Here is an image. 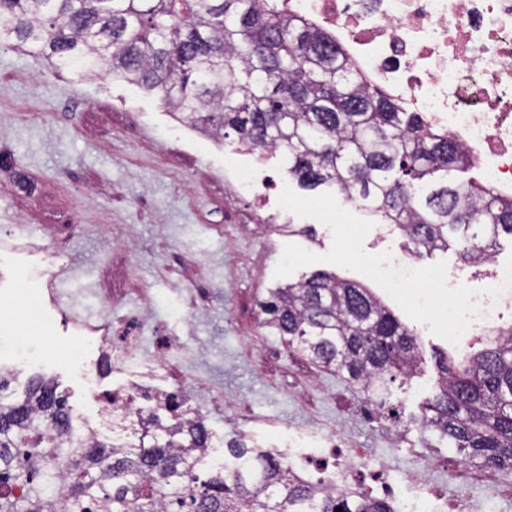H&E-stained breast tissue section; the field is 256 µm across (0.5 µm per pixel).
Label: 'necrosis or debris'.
I'll return each instance as SVG.
<instances>
[{"instance_id": "4bbe7bcc", "label": "necrosis or debris", "mask_w": 512, "mask_h": 512, "mask_svg": "<svg viewBox=\"0 0 512 512\" xmlns=\"http://www.w3.org/2000/svg\"><path fill=\"white\" fill-rule=\"evenodd\" d=\"M277 14L305 18L328 33L367 85L395 104L421 113L427 124L457 138L482 181L512 196V0H265ZM475 295L476 312L460 345L503 329L512 316V285L495 266ZM290 477L365 493L393 512H468L470 502L434 492L425 476H411L404 495L385 465L366 449L282 455Z\"/></svg>"}]
</instances>
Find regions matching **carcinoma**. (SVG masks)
Wrapping results in <instances>:
<instances>
[{"instance_id": "obj_1", "label": "carcinoma", "mask_w": 512, "mask_h": 512, "mask_svg": "<svg viewBox=\"0 0 512 512\" xmlns=\"http://www.w3.org/2000/svg\"><path fill=\"white\" fill-rule=\"evenodd\" d=\"M0 47L21 49L77 75H110L157 95L172 112L248 150L279 149L307 189L329 185L380 217L420 256L454 250L492 260L512 239V198L481 182L461 144L423 130L383 93L365 88L330 36L263 0H0ZM266 324L293 352L380 399L413 374L417 333L364 286L317 271L270 291ZM439 392L419 430L473 460L512 469V331L465 363L434 356ZM73 428L57 387L31 384L0 405V512H392L383 500L293 480L271 454L230 445V465L208 464L210 434L187 410L157 420L117 415L125 446Z\"/></svg>"}]
</instances>
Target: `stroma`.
I'll return each mask as SVG.
<instances>
[{
	"label": "stroma",
	"instance_id": "1",
	"mask_svg": "<svg viewBox=\"0 0 512 512\" xmlns=\"http://www.w3.org/2000/svg\"><path fill=\"white\" fill-rule=\"evenodd\" d=\"M232 165L288 179L281 152L257 154L212 137L135 85L58 72L43 58L0 47V239L32 261L46 246L62 256L51 283L59 307L89 311L115 337L147 311L132 366L162 354V337L177 340L166 353L171 389L194 402L205 387L235 402L252 446L278 447L284 428L309 448L337 435L396 475L426 473L438 490L473 504L500 491L499 512H512V470L475 482L479 461L422 446L416 419L438 389L434 355L449 350L460 359L463 351L419 325L421 362L393 388L384 416L367 392L293 353L266 326L258 302L281 284L274 270L284 246L323 255L333 235L294 214L289 223L306 236L263 232L277 221L278 198L238 195ZM17 286L0 302V348L15 354L13 389L52 381L73 416L96 426L68 357L75 338L66 325L51 336L10 330L12 313L33 305L25 279Z\"/></svg>",
	"mask_w": 512,
	"mask_h": 512
}]
</instances>
